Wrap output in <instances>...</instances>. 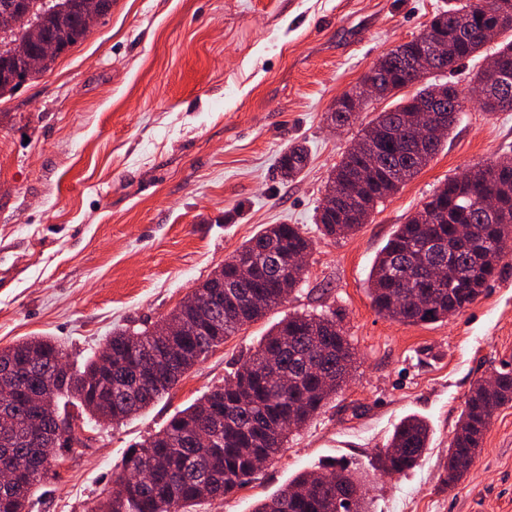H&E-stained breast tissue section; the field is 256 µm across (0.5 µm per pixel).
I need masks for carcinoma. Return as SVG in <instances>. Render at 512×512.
Returning <instances> with one entry per match:
<instances>
[{
  "mask_svg": "<svg viewBox=\"0 0 512 512\" xmlns=\"http://www.w3.org/2000/svg\"><path fill=\"white\" fill-rule=\"evenodd\" d=\"M28 17L15 13L14 0H0V46L23 39L34 25L70 49L89 32L79 0H32ZM512 29V0H453L412 40L384 53L373 66L384 97L409 86L416 92L378 113L332 171L328 187L336 200L318 209L316 224L325 236L348 235L368 223L377 205L428 165L458 120L463 103L458 89L443 80L487 44L486 32ZM57 56L33 71L13 67L0 73V97L48 72ZM494 68L480 69L475 89L488 113L512 111V39L492 54ZM361 86L336 101L331 124L354 123ZM437 92L442 110L430 122L435 135L426 145L414 140L417 101ZM307 149L295 144L280 156L282 177L294 180L306 167ZM497 202L488 214L480 197ZM512 242V158L476 164L436 189L422 208L398 225L372 268L368 293L378 314L404 324L435 323L474 303L501 272ZM312 240L295 224H270L246 241L224 265L169 313L170 334L158 328L112 332V363L88 358L79 369L58 367L63 349L34 337L0 349V378L14 384V420L9 448L28 462L15 484H0V512H28L29 502L50 475L67 439L53 417L66 419L78 408L101 424H118L167 394L210 351L244 326L280 306L302 281L305 270L290 267L293 256L308 255ZM246 266L250 273L239 274ZM447 268L446 281L429 287L431 273ZM288 377V390L270 384L268 363ZM356 353L336 318L294 313L261 338L233 379L177 412L165 429L130 449L112 495L89 512H192L204 496L224 497L254 475L262 458L279 454L289 432L317 414L345 384ZM512 407V370L497 372L494 383L478 380L465 401L448 446L444 482L456 486L482 450L496 414ZM430 427L417 415L404 417L385 447L378 470L404 475L419 465L429 448ZM300 473L262 500L255 512H350L364 510L360 480L340 467L325 480Z\"/></svg>",
  "mask_w": 512,
  "mask_h": 512,
  "instance_id": "obj_1",
  "label": "carcinoma"
}]
</instances>
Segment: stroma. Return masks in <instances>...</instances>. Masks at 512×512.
Listing matches in <instances>:
<instances>
[{
  "label": "stroma",
  "mask_w": 512,
  "mask_h": 512,
  "mask_svg": "<svg viewBox=\"0 0 512 512\" xmlns=\"http://www.w3.org/2000/svg\"><path fill=\"white\" fill-rule=\"evenodd\" d=\"M444 0H117L51 72L0 98V348L48 336L72 363L118 326L161 321L267 224L314 242L286 303L211 351L176 386L118 426L85 420L33 512H87L111 492L128 448L233 377L293 312L335 314L357 352L348 384L288 445L195 512H253L302 471L345 465L365 477L373 512H512V407L500 410L468 476L443 483L473 383L512 365V251L502 273L445 321L377 314L367 279L380 249L450 177L512 156V111L475 102L441 150L356 234L322 236L327 177L360 127L395 98L369 101L354 125L327 114L383 52L418 35ZM309 163L283 182L288 145ZM428 421L419 466L371 461L404 416Z\"/></svg>",
  "instance_id": "1"
}]
</instances>
